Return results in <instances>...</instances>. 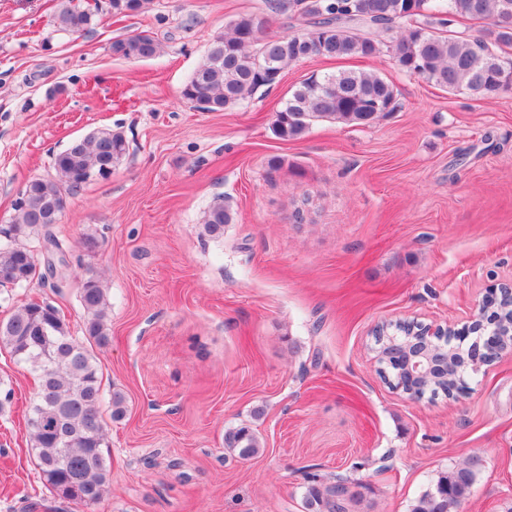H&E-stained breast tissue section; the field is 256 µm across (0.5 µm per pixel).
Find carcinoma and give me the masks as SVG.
I'll return each instance as SVG.
<instances>
[{"label":"carcinoma","mask_w":512,"mask_h":512,"mask_svg":"<svg viewBox=\"0 0 512 512\" xmlns=\"http://www.w3.org/2000/svg\"><path fill=\"white\" fill-rule=\"evenodd\" d=\"M148 0H111L115 16L136 15ZM270 7L288 11L303 29L282 36L264 35L265 21L251 14L231 20L216 36L202 62L185 84L182 95L206 112L249 102L259 88L272 86L283 70L306 58H379L393 54L399 69L419 76L450 93L477 100L512 89V58L498 49L512 46V0H275ZM456 20L477 21L484 28L470 38L450 29ZM95 14L62 0L57 24L81 34ZM114 54L126 59L155 57L160 44L140 32L112 43ZM396 86L379 71L340 70L314 73L290 90L276 112L274 131L283 140L302 137L317 121L366 126L393 111ZM126 153L122 134L109 132L73 140L54 155L58 179L29 181L19 197L18 220L0 228V285L30 282L37 258L22 239L51 208L64 210L66 195L80 190L103 173L102 162L117 163ZM233 221L230 208L215 203L205 219L218 236ZM83 337L73 335L59 310L47 303H22L0 321V346L38 379L27 423L37 467L53 498L80 509H92L104 499L109 468L102 448L106 439L103 408L113 420L127 411L119 392L104 400L102 371L92 346L111 342L107 289L94 272L81 283ZM224 447L238 458L257 456L261 440L241 425L224 433ZM480 466L471 458L440 475L411 506L410 512H456L472 493ZM360 492L341 481L313 477L304 494L307 512H349Z\"/></svg>","instance_id":"carcinoma-1"}]
</instances>
